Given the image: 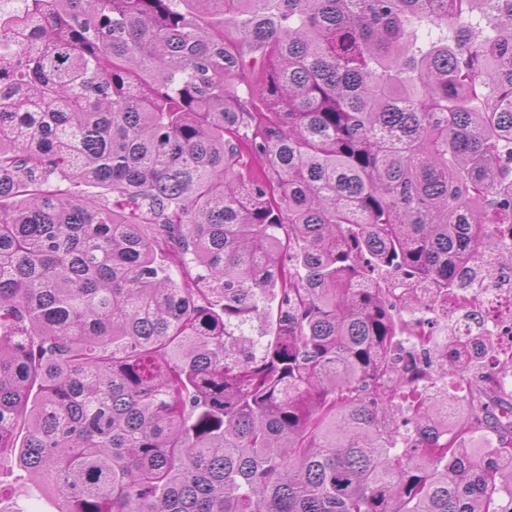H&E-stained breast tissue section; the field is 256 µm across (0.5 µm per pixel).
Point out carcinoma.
<instances>
[{"mask_svg":"<svg viewBox=\"0 0 512 512\" xmlns=\"http://www.w3.org/2000/svg\"><path fill=\"white\" fill-rule=\"evenodd\" d=\"M23 2L0 453L59 512H512V391L391 425L421 362L379 277L413 306L494 277L512 0Z\"/></svg>","mask_w":512,"mask_h":512,"instance_id":"1","label":"carcinoma"}]
</instances>
